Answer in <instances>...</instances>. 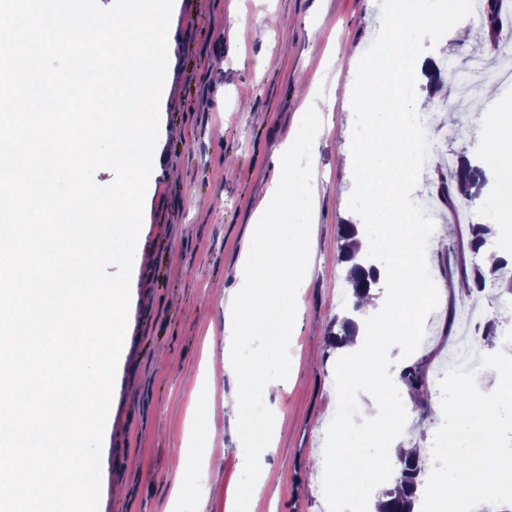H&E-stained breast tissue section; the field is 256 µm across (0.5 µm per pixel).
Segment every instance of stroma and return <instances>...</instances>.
Wrapping results in <instances>:
<instances>
[{"mask_svg": "<svg viewBox=\"0 0 512 512\" xmlns=\"http://www.w3.org/2000/svg\"><path fill=\"white\" fill-rule=\"evenodd\" d=\"M385 0H174L170 25L176 44L159 101L157 143L164 172L146 191L142 233L134 255L126 341L115 376L102 451L98 512H227L225 491L248 486L240 458L243 417H229L222 397L238 386L209 388L212 369L224 361V302L237 285L243 249L251 239L262 191L277 177L280 149L299 128L312 102L325 99L322 130L297 162L315 161L314 260L302 284L303 308L287 350L267 345L257 332L246 348L284 385L269 406L282 415L270 428L278 452L268 458L269 477L255 495L241 497L237 512H330L331 462L344 399L334 373L335 349L327 345L333 320L346 307V267L337 262V231L354 206L355 174L343 165L358 117L353 97L358 76L371 58ZM246 27H239L241 18ZM425 52L450 60L457 76H445L427 124L434 141L433 167L445 174L460 155L483 157L491 149L471 121L470 99L459 96V74L481 61L479 93L496 91L512 110V43L489 51L452 37L425 45ZM413 195L433 204L435 224L456 225L447 244H421L428 287L482 267L468 237L473 224L492 228L491 244L512 248V171L475 203L447 204L435 183L412 184ZM512 304L500 281L482 291L459 290L426 312L419 332L392 355L422 363L428 401L400 438L428 448L443 426L468 448L467 469L478 473L490 443L512 448V402L495 421L439 398L436 375L467 351L462 380L485 387L497 369L494 345L484 338L488 321L497 336H512L498 311ZM185 464L191 493L172 496V478Z\"/></svg>", "mask_w": 512, "mask_h": 512, "instance_id": "35a3bbf8", "label": "stroma"}]
</instances>
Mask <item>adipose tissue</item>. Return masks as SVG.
Returning <instances> with one entry per match:
<instances>
[{"label": "adipose tissue", "instance_id": "ef3b65f1", "mask_svg": "<svg viewBox=\"0 0 512 512\" xmlns=\"http://www.w3.org/2000/svg\"><path fill=\"white\" fill-rule=\"evenodd\" d=\"M461 10L462 0H437L416 13L405 8L382 16L385 43L401 55L408 74L421 78L426 70L438 68L437 58L422 50L437 29H447L460 39L467 37V26L460 21ZM411 24L417 28V37L408 44L404 32ZM386 79L385 72L372 71L358 95L360 110L369 115L373 129L356 153L361 160L360 196L364 201L358 218L373 231L359 233L356 242L363 253L375 251L381 243L387 246L389 257L380 265L379 274L381 281L395 283V296L385 310L377 298L364 299L357 317L358 331L341 347L337 372L338 389L353 396L363 395L360 413L382 435L389 434L397 420L389 394L394 374L388 350L400 342L401 331L411 330L415 316L434 304L431 289L425 287L419 275L424 256L415 247L406 207L407 187L415 180L408 166L412 139L389 135L390 130L402 126L404 113L427 111L434 101L421 95L404 98L395 92L376 91V84ZM476 122L495 131L491 148L495 166L502 171L512 170V120L501 115L494 97L480 102ZM300 123L299 135L289 140L282 156L279 177L266 189L256 212L253 236L262 247L247 249L238 267L240 287L224 305V373L235 378L246 398L269 397L282 381L266 376L259 365L238 360L234 351L251 343L277 286L301 288L314 255L316 226L310 217L315 201L304 191L305 178L294 175V158L303 152L309 135L320 132V108L315 106L302 113ZM496 358L501 373L491 387L468 383L459 386L463 405L490 417L497 414L504 401L512 399V346H501Z\"/></svg>", "mask_w": 512, "mask_h": 512}]
</instances>
